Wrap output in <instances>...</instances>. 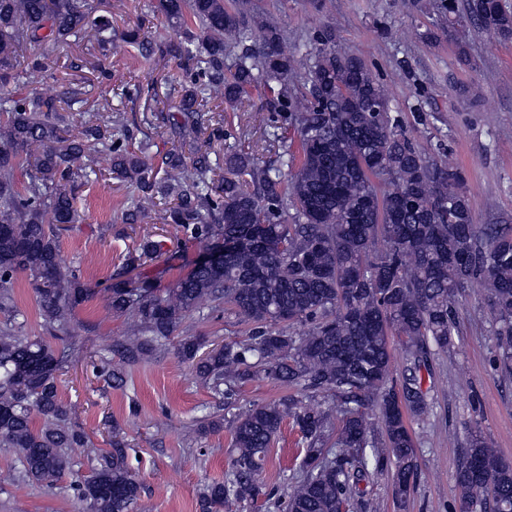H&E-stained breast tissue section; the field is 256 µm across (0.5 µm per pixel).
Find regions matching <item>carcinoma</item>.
<instances>
[{"instance_id": "obj_1", "label": "carcinoma", "mask_w": 512, "mask_h": 512, "mask_svg": "<svg viewBox=\"0 0 512 512\" xmlns=\"http://www.w3.org/2000/svg\"><path fill=\"white\" fill-rule=\"evenodd\" d=\"M157 9L188 35L157 45L180 61L169 120L178 149L159 167L150 143H133L120 117L86 107L80 92L46 96L19 86L22 71L44 69L42 45L89 34L99 50L92 70L110 82L116 41L140 47L139 30L118 32L89 0H0V447L14 449L23 479L46 486L72 468L71 449L90 447L57 380L79 357L72 312L101 294L128 323L107 352H95L94 369L108 384L123 375L106 353L134 364L172 343L216 396L265 379L293 391L229 422L236 454L224 481L205 486L201 512H232L269 495L264 462L288 419L305 448L284 512H342L356 500L369 512L362 485L384 472L404 512L418 473L406 413L427 410L421 372L452 344L454 304L473 282L490 307L494 362L512 376V224L474 223L462 172L406 136L383 84L357 54L336 47L331 27L302 51L232 0H159ZM436 9L451 26L464 13L512 40V11L501 0H466L463 13L459 0H439ZM255 90L275 113L264 142L276 163L261 165L235 146L224 163L212 161L224 114L211 101L234 107ZM73 112L85 125L80 137L69 134ZM99 154L138 191L124 223L160 210L187 238L224 249V262H197L163 292L146 279L102 289L83 281L63 260L59 235L81 222L70 185L97 175ZM163 245L142 239L135 261L153 260ZM20 275L48 338L16 320ZM203 300L229 307L249 326L245 338L204 352L198 337L175 336ZM296 325L306 330L295 333ZM394 336L403 345L400 379ZM87 463L91 474L69 485L82 512H137L141 485L120 442ZM455 484L458 512L512 510V466L478 426L469 429Z\"/></svg>"}]
</instances>
